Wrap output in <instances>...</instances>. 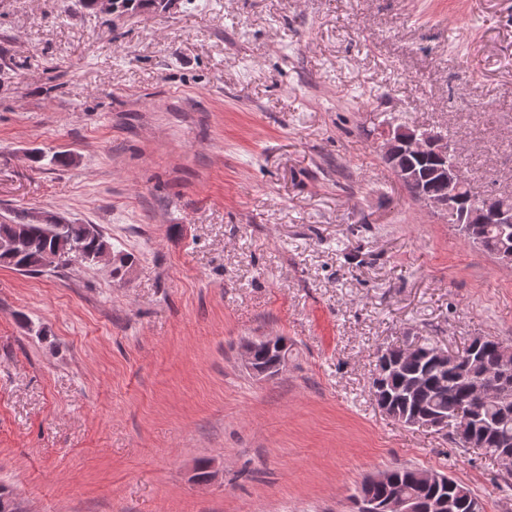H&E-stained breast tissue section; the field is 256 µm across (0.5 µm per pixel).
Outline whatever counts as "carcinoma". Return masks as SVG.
Returning <instances> with one entry per match:
<instances>
[{
  "mask_svg": "<svg viewBox=\"0 0 512 512\" xmlns=\"http://www.w3.org/2000/svg\"><path fill=\"white\" fill-rule=\"evenodd\" d=\"M403 162L412 165L435 190L434 169L437 163L430 159L405 157ZM465 199L481 210L484 205H505L512 208V192L491 193L479 197L472 193L467 179H462ZM57 219L47 215L34 219L27 211L0 219V241L8 238L19 241L16 250L0 251V267L25 274L39 275L48 270L64 269L79 260L90 266L93 256L112 246L104 233H93L88 224H66L58 230ZM473 237L479 247L495 255L506 244L512 245V224L502 232L499 224H473ZM54 254L58 261L53 267L45 263L47 254ZM507 345L492 336L484 337L478 352L470 356L468 349L457 353L455 362L433 363L437 346L428 340L420 343L417 353L407 357L400 369L384 377V390L371 389L372 397L382 395L390 401L391 417L409 425L418 411L448 418L445 430L456 444L459 435L474 433L476 449L494 457L503 448L512 449V410L506 411L491 400L475 403L470 399L469 375H495L502 365ZM362 493L372 499H386L392 495L413 498L425 504L437 497H451L455 501L453 512H480L482 505L473 492L457 480L444 488L421 484L418 469L398 465L390 469L386 484H373L362 480Z\"/></svg>",
  "mask_w": 512,
  "mask_h": 512,
  "instance_id": "1",
  "label": "carcinoma"
}]
</instances>
